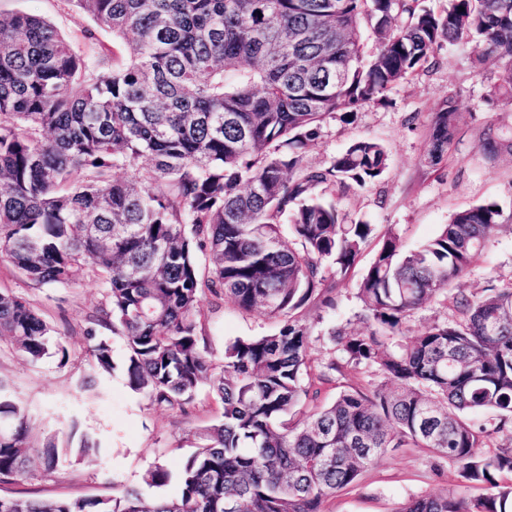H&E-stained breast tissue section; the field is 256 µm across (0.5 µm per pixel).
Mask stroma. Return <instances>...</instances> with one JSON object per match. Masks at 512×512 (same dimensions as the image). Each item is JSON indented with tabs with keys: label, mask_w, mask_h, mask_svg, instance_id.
Instances as JSON below:
<instances>
[{
	"label": "stroma",
	"mask_w": 512,
	"mask_h": 512,
	"mask_svg": "<svg viewBox=\"0 0 512 512\" xmlns=\"http://www.w3.org/2000/svg\"><path fill=\"white\" fill-rule=\"evenodd\" d=\"M0 13L37 15L55 23L77 44L87 35L111 43V33L87 16L71 11L65 0H0ZM437 65L428 73L411 77L387 94L382 104L361 108L351 118L335 114L322 124L310 142L304 161L311 166L329 160L359 139H376L389 152L388 168L375 186L360 190L335 186L326 192L352 219H365L375 235L395 228L404 248L412 249L433 238L460 210L498 203L509 222L501 224L472 269L453 283L455 292L481 296L488 281L512 285V153L503 151L487 159L480 148L482 132L495 126L504 138L512 137V105L489 108L484 98L496 81L495 64L474 67L467 44L443 45ZM454 97L460 137L447 157L428 164L425 151L431 114L445 97ZM375 249L367 242L355 267L336 290V307L309 305L303 315L317 337L314 356L328 360L333 351L329 334L343 327L363 328L362 309L355 297L356 283L369 265ZM0 291L25 300L60 336L67 358L51 356L30 363L5 341H0V379L12 398L25 407L33 442L57 437L66 443L70 429L91 436L98 444L89 457L61 454L55 475L41 464L30 467L16 484L0 485L1 496L38 498H100L112 495L117 483L140 485L143 474L161 464L178 471L196 450L194 434L215 423L223 406L201 386L186 412L149 407L147 400L126 384L122 366L126 347L111 337L116 365L112 374L98 377L94 392L80 389L91 374L84 335L87 316L102 302L100 281L88 278L68 286H36L5 261H0ZM202 322L215 353L238 338L276 331L275 319L245 312L228 303L204 297ZM468 497L482 494L474 485L457 484L454 468L424 448H401L369 465L358 485L326 500L323 512H394L412 496L431 494L449 486Z\"/></svg>",
	"instance_id": "obj_1"
}]
</instances>
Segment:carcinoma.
<instances>
[{
    "label": "carcinoma",
    "instance_id": "obj_1",
    "mask_svg": "<svg viewBox=\"0 0 512 512\" xmlns=\"http://www.w3.org/2000/svg\"><path fill=\"white\" fill-rule=\"evenodd\" d=\"M64 2L112 32V50L75 47L35 15L0 14V261L34 285L98 279L105 299L85 329L95 374L114 370L104 328L123 340L128 386L150 406L183 412L207 384L223 413L197 434L173 498L134 487L0 496V512H321L390 448H426L485 489L447 487L396 512H512V479H501L512 474V286L452 292L504 222L497 203L457 212L412 251L388 228L356 288L369 330L332 332L340 358L315 362L299 315L315 300L336 306L372 233L326 190L370 188L388 167L371 139L303 165L325 118L385 102L456 40L473 45L476 64L498 63L487 101L511 104L512 0H449L439 12L425 0ZM457 135L448 96L432 112L425 160L440 163ZM482 147L500 152L494 127ZM207 295L276 319L278 331L228 343L217 364L201 321ZM436 302L455 318L407 335L409 318ZM4 338L31 363L67 356L37 312L0 292ZM343 363L381 381L314 405ZM481 412L491 419L474 420ZM494 434L509 444L491 452ZM34 456L54 473L59 448L32 445L28 415L0 380V482L23 479ZM170 478L157 465L143 483Z\"/></svg>",
    "mask_w": 512,
    "mask_h": 512
}]
</instances>
